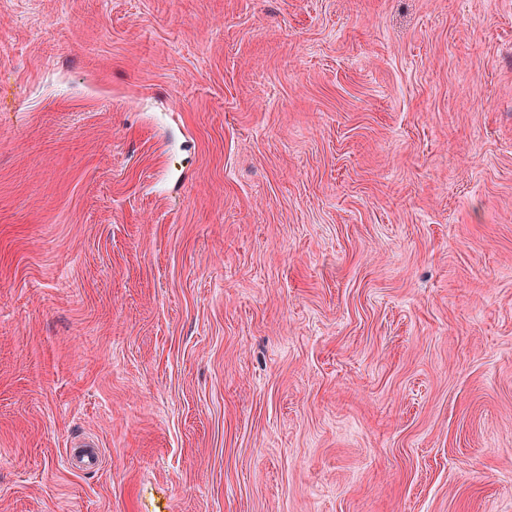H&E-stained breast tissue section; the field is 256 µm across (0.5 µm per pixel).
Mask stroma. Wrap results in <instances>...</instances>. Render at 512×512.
Listing matches in <instances>:
<instances>
[{"label":"stroma","instance_id":"stroma-1","mask_svg":"<svg viewBox=\"0 0 512 512\" xmlns=\"http://www.w3.org/2000/svg\"><path fill=\"white\" fill-rule=\"evenodd\" d=\"M0 88V512H512V0H0ZM64 463L70 470L77 472L96 471L102 467V449L95 442H80L66 448Z\"/></svg>","mask_w":512,"mask_h":512}]
</instances>
